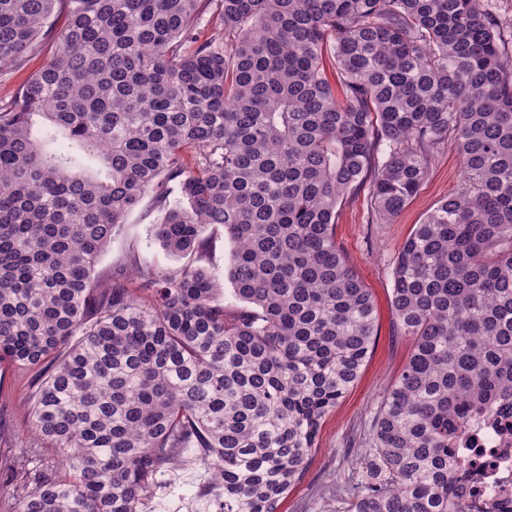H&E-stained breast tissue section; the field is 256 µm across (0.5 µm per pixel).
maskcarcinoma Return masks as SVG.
<instances>
[{"instance_id":"carcinoma-1","label":"carcinoma","mask_w":512,"mask_h":512,"mask_svg":"<svg viewBox=\"0 0 512 512\" xmlns=\"http://www.w3.org/2000/svg\"><path fill=\"white\" fill-rule=\"evenodd\" d=\"M494 2L0 0V69L56 42L0 107V364L34 374L48 444L0 454L22 477L0 512H145L188 451L207 512H280L377 336L337 207L367 184L391 222L448 146L461 186L396 258L413 345L347 512H466L463 429L512 415V24ZM147 196L184 263L131 250L96 272ZM218 227L245 308L201 265Z\"/></svg>"}]
</instances>
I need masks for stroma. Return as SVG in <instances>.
Masks as SVG:
<instances>
[{"instance_id": "stroma-1", "label": "stroma", "mask_w": 512, "mask_h": 512, "mask_svg": "<svg viewBox=\"0 0 512 512\" xmlns=\"http://www.w3.org/2000/svg\"><path fill=\"white\" fill-rule=\"evenodd\" d=\"M54 39L15 67L0 73V103L9 101L17 89L52 57ZM461 179L459 158L452 148L436 154L429 173L414 199L392 222L372 217L368 188L348 196L336 214V244L373 296L377 315V337L362 374L323 424L316 449L310 455L302 478L289 490L280 512H343L362 475V452L372 435L377 407L405 365L412 341L397 335L392 311V270L400 248L416 224L422 223L436 204L454 194ZM158 214L150 201H143L127 218L102 255L98 267L106 269L128 251L141 262L167 271L180 264L155 238ZM9 392L0 395V444L34 445L24 421V379L6 377ZM203 473L193 459L175 468L148 505L149 512H194L195 485Z\"/></svg>"}]
</instances>
